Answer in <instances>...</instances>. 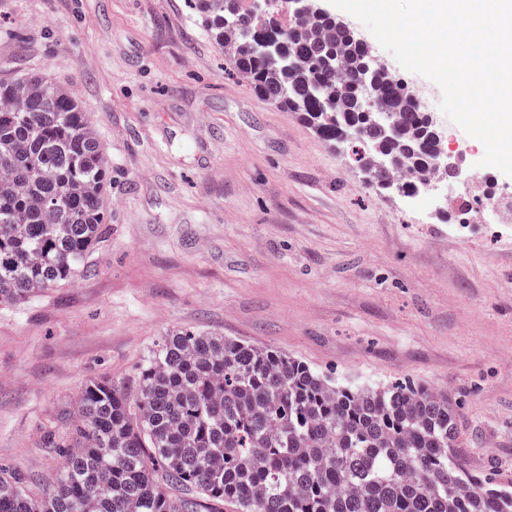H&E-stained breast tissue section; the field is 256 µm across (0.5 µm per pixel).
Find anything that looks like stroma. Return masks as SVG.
I'll use <instances>...</instances> for the list:
<instances>
[{
  "label": "stroma",
  "mask_w": 512,
  "mask_h": 512,
  "mask_svg": "<svg viewBox=\"0 0 512 512\" xmlns=\"http://www.w3.org/2000/svg\"><path fill=\"white\" fill-rule=\"evenodd\" d=\"M70 87L106 158L105 232L75 281L0 304V468L39 489L87 381L132 378L166 332H216L332 377L411 380L459 407L474 474L512 482V176L418 88L479 191L379 192L257 94L188 0H0V77Z\"/></svg>",
  "instance_id": "1"
}]
</instances>
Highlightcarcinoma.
I'll return each instance as SVG.
<instances>
[{
	"label": "carcinoma",
	"mask_w": 512,
	"mask_h": 512,
	"mask_svg": "<svg viewBox=\"0 0 512 512\" xmlns=\"http://www.w3.org/2000/svg\"><path fill=\"white\" fill-rule=\"evenodd\" d=\"M196 19L266 99L334 147L351 144L376 189L438 172L446 153L414 98L331 16H256L243 0H195ZM276 38L268 55L260 41ZM107 168L69 89L0 79V302L74 280L104 234ZM64 460L34 493L0 476V512H198L196 487L236 512H512V487L469 472L448 394L411 381L344 383L273 348L204 331L165 334L131 382L92 380Z\"/></svg>",
	"instance_id": "carcinoma-1"
}]
</instances>
